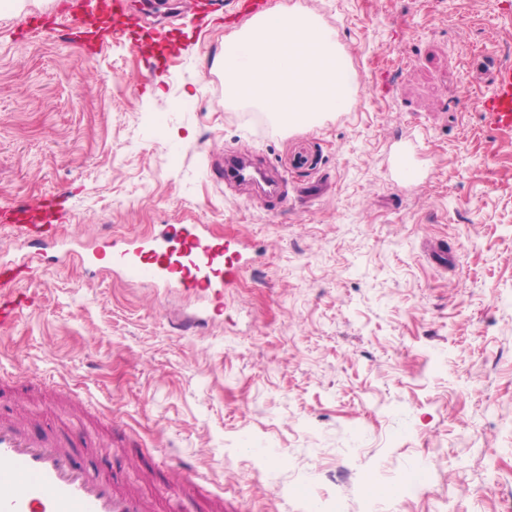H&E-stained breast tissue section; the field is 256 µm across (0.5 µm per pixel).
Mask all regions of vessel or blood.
Wrapping results in <instances>:
<instances>
[{
  "label": "vessel or blood",
  "instance_id": "obj_1",
  "mask_svg": "<svg viewBox=\"0 0 512 512\" xmlns=\"http://www.w3.org/2000/svg\"><path fill=\"white\" fill-rule=\"evenodd\" d=\"M479 106L500 127L512 126V70L496 68L494 89ZM58 219L54 201L27 208L0 204V224L38 232V245L53 242ZM66 260L105 275L147 284L166 294L181 289L201 300L187 326L223 307L224 290L246 271L242 242L209 224H167L156 234L115 239L93 251L64 248ZM31 263L0 254V330L16 318L15 294L28 280ZM80 434L51 435L25 419L0 415V512H151L152 505L114 478L86 473L76 460Z\"/></svg>",
  "mask_w": 512,
  "mask_h": 512
}]
</instances>
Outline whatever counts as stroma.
Returning a JSON list of instances; mask_svg holds the SVG:
<instances>
[{
    "label": "stroma",
    "mask_w": 512,
    "mask_h": 512,
    "mask_svg": "<svg viewBox=\"0 0 512 512\" xmlns=\"http://www.w3.org/2000/svg\"><path fill=\"white\" fill-rule=\"evenodd\" d=\"M143 0L166 38L88 56L49 7L0 6V202L63 198L58 234L160 224L249 239L224 310L42 264L0 332V413L80 412L89 474L154 512H512V128L478 102L512 68L502 0H272L334 32L350 108L289 127L229 99L236 0ZM422 150H412L414 133ZM230 152L288 185L269 209L217 182ZM197 476L176 484L171 469ZM397 487L374 497L367 477Z\"/></svg>",
    "instance_id": "stroma-1"
}]
</instances>
